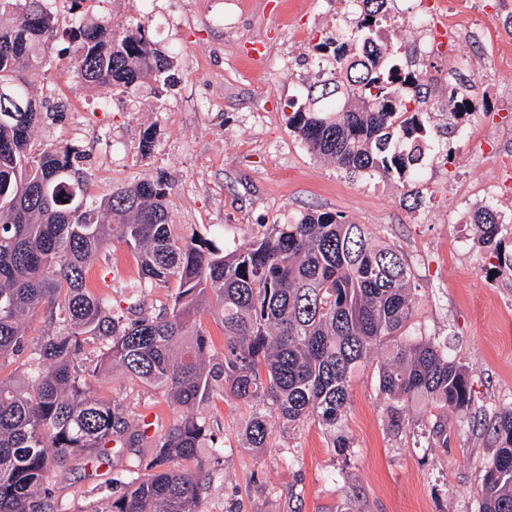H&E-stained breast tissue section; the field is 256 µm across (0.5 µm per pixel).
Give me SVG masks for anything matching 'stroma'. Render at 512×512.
Wrapping results in <instances>:
<instances>
[{"label":"stroma","mask_w":512,"mask_h":512,"mask_svg":"<svg viewBox=\"0 0 512 512\" xmlns=\"http://www.w3.org/2000/svg\"><path fill=\"white\" fill-rule=\"evenodd\" d=\"M450 30L467 50L423 63L427 103L466 95L476 111L455 133L447 112L433 113L430 148L407 182L377 173L348 174L315 157L288 126L328 66L316 46L347 31L355 0H150L155 47L179 52L176 84L165 93L145 85L131 94L86 88L59 52L50 66L24 73L53 112L34 132L40 144H71L86 156L91 197L137 180L165 176L172 185L171 222L231 252L296 220L307 210L332 212L364 225L372 238L402 255L419 297L410 334L449 344L471 371L473 405L448 412V445L421 430V405L409 406L412 429L395 434L386 420L378 364L389 347L350 382L345 420L349 446L337 454L315 421L285 429L271 420V445L246 447L249 404L227 395L195 413L224 441L199 449L201 512H479L481 466L495 448L484 419L512 407V273L477 242V207H494L512 250V0H499L497 21L482 0H446ZM264 48L254 58L253 46ZM107 106H100V99ZM154 149L142 157L146 128ZM86 284L113 304L135 302L132 254L112 246V261H95ZM97 396L122 399L137 418L167 427L182 414L160 390L112 371L93 378ZM136 449L110 447L54 475V512H93L123 491Z\"/></svg>","instance_id":"1"}]
</instances>
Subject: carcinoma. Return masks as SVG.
I'll return each instance as SVG.
<instances>
[{"label":"carcinoma","mask_w":512,"mask_h":512,"mask_svg":"<svg viewBox=\"0 0 512 512\" xmlns=\"http://www.w3.org/2000/svg\"><path fill=\"white\" fill-rule=\"evenodd\" d=\"M356 2L351 31L319 44L331 68L308 86L288 124L350 173L409 179L424 158L429 111L408 108L401 47L377 41L391 20L388 0ZM147 32L138 18L120 34L106 20L75 21L66 32L75 44L69 65L89 89L170 88L174 56L153 47ZM58 34L47 0H0V367L20 356L26 367L19 379L0 375V512H47L56 472L92 449L114 441L138 448L146 439L150 459L131 462L125 491L102 512H200L192 469L209 427L192 410L226 392L244 402L266 398L290 427L314 419L342 454L350 379L389 340L398 345L378 382L390 430L407 428L408 403L421 400L429 437L448 447V407L471 406V371L446 346L403 338L417 299L398 251L373 243L360 224L310 211L226 253L208 238L174 233L162 177L91 199L81 151L34 144L44 105L18 82L49 65ZM468 114L451 93L448 134ZM472 221L479 244L512 272L498 212L480 206ZM114 241L135 257L140 288L168 289L169 305L118 310L86 288L87 265L109 260ZM42 308L56 328L31 344L27 323ZM205 310L224 326L217 372L197 323ZM114 369L163 390L186 414L147 436L122 400L91 394L90 377ZM486 432L496 450L484 465L480 512H512V409L495 413ZM270 433L267 414L256 412L244 437L266 448Z\"/></svg>","instance_id":"cac0c4a2"}]
</instances>
